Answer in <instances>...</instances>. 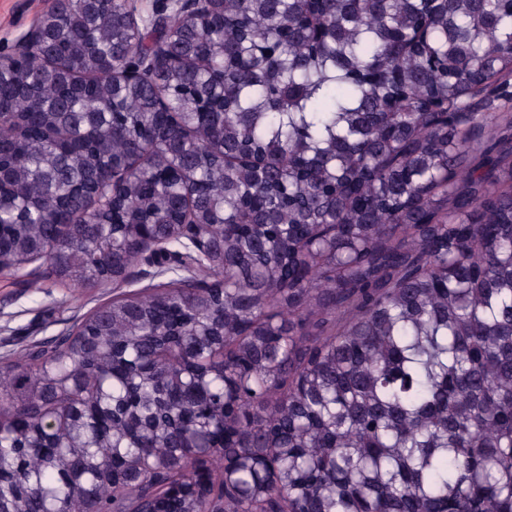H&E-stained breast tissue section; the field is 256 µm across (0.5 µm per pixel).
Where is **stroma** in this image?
I'll return each instance as SVG.
<instances>
[{
    "instance_id": "1",
    "label": "stroma",
    "mask_w": 512,
    "mask_h": 512,
    "mask_svg": "<svg viewBox=\"0 0 512 512\" xmlns=\"http://www.w3.org/2000/svg\"><path fill=\"white\" fill-rule=\"evenodd\" d=\"M50 0H0V54L25 33ZM152 265L133 267L120 288L74 289L61 280L28 275H0V358L33 342L52 343L78 318L118 296L147 286Z\"/></svg>"
}]
</instances>
